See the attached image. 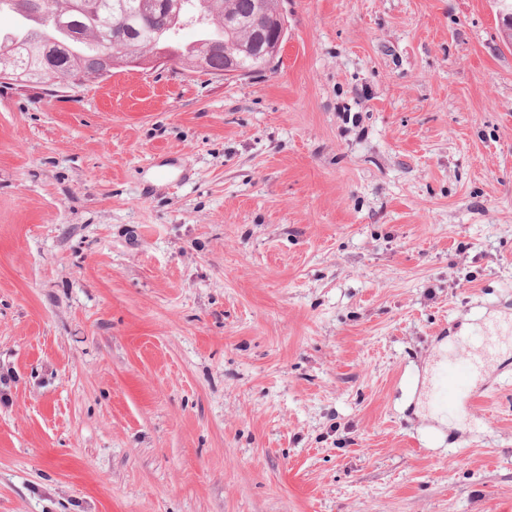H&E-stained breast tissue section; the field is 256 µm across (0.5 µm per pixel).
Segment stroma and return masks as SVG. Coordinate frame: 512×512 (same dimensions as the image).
Here are the masks:
<instances>
[{
  "label": "stroma",
  "instance_id": "stroma-1",
  "mask_svg": "<svg viewBox=\"0 0 512 512\" xmlns=\"http://www.w3.org/2000/svg\"><path fill=\"white\" fill-rule=\"evenodd\" d=\"M275 70L0 85V512H512V0H283ZM512 348V320L489 319L477 344L461 354L442 355L435 363L426 387V399L433 412H455L460 398L476 403L486 391L480 382L495 365L504 347Z\"/></svg>",
  "mask_w": 512,
  "mask_h": 512
}]
</instances>
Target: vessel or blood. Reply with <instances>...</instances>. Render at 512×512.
I'll list each match as a JSON object with an SVG mask.
<instances>
[{
  "label": "vessel or blood",
  "mask_w": 512,
  "mask_h": 512,
  "mask_svg": "<svg viewBox=\"0 0 512 512\" xmlns=\"http://www.w3.org/2000/svg\"><path fill=\"white\" fill-rule=\"evenodd\" d=\"M506 347L512 348V320L490 319L484 323L478 343L469 345L464 353L441 356L426 387L431 410L445 415L456 411L460 399L473 403L481 399L483 380Z\"/></svg>",
  "instance_id": "1"
}]
</instances>
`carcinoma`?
Here are the masks:
<instances>
[{"mask_svg": "<svg viewBox=\"0 0 512 512\" xmlns=\"http://www.w3.org/2000/svg\"><path fill=\"white\" fill-rule=\"evenodd\" d=\"M178 11L160 0H0V13L9 11L28 22L12 37L0 32V72L13 74L15 84L31 82L67 85L77 77L83 82L101 80L111 69L112 58L98 44L105 33L121 44L126 54L137 56L172 43L176 25L195 18L205 28L202 38L180 46L172 59L193 72V62L206 58L209 71H224V42L243 32L224 29V14L237 20L262 21L259 0H178Z\"/></svg>", "mask_w": 512, "mask_h": 512, "instance_id": "1", "label": "carcinoma"}]
</instances>
